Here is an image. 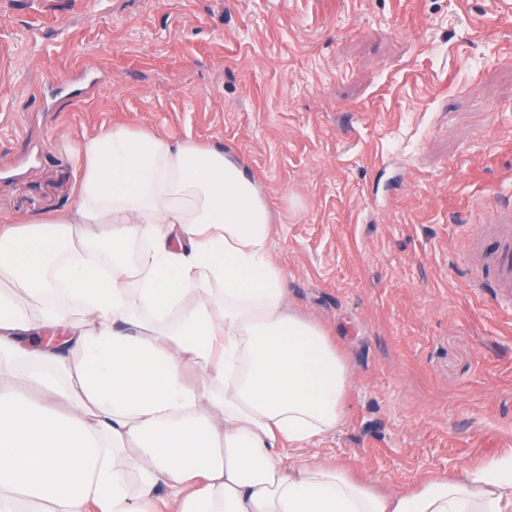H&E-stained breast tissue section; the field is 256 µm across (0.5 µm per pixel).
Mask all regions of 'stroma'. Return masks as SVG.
Returning a JSON list of instances; mask_svg holds the SVG:
<instances>
[{"label":"stroma","instance_id":"stroma-1","mask_svg":"<svg viewBox=\"0 0 512 512\" xmlns=\"http://www.w3.org/2000/svg\"><path fill=\"white\" fill-rule=\"evenodd\" d=\"M115 126L261 187L353 382L298 459L393 493L512 450V295L472 287L466 248L512 239V0H0V221L70 211L77 148Z\"/></svg>","mask_w":512,"mask_h":512}]
</instances>
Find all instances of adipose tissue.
<instances>
[{
  "label": "adipose tissue",
  "instance_id": "1",
  "mask_svg": "<svg viewBox=\"0 0 512 512\" xmlns=\"http://www.w3.org/2000/svg\"><path fill=\"white\" fill-rule=\"evenodd\" d=\"M78 155L70 218L0 226V279L27 291L0 293V512H512V452L390 495L294 460L343 423L352 379L288 302L258 183L123 126ZM76 224L110 237L72 246Z\"/></svg>",
  "mask_w": 512,
  "mask_h": 512
}]
</instances>
